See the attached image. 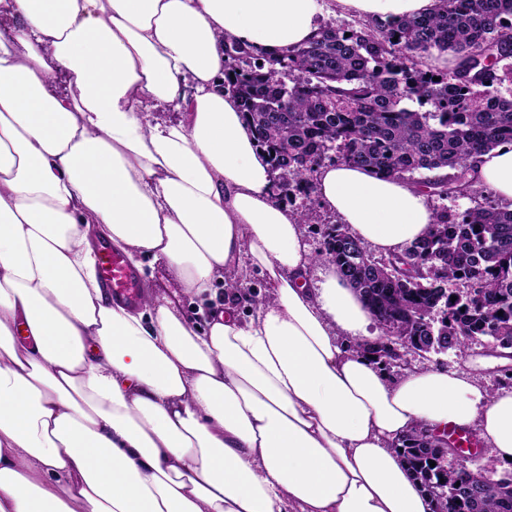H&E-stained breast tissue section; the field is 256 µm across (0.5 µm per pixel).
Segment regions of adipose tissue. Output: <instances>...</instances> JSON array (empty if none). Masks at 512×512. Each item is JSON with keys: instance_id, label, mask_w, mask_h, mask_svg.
<instances>
[{"instance_id": "adipose-tissue-1", "label": "adipose tissue", "mask_w": 512, "mask_h": 512, "mask_svg": "<svg viewBox=\"0 0 512 512\" xmlns=\"http://www.w3.org/2000/svg\"><path fill=\"white\" fill-rule=\"evenodd\" d=\"M369 22L437 0H340ZM0 512H431L397 441L476 429L512 457V390L443 369L391 380L336 267L311 283L299 215L225 93L224 38L272 53L318 0H0ZM63 73L66 92L49 81ZM181 115L154 122L152 110ZM512 202V144L477 157ZM365 246L401 253L427 196L373 169L315 175ZM169 267L185 294L259 270L198 324L177 297H107L93 242Z\"/></svg>"}]
</instances>
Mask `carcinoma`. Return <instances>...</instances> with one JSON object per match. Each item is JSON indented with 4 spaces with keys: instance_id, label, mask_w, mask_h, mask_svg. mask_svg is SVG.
Here are the masks:
<instances>
[{
    "instance_id": "cac0c4a2",
    "label": "carcinoma",
    "mask_w": 512,
    "mask_h": 512,
    "mask_svg": "<svg viewBox=\"0 0 512 512\" xmlns=\"http://www.w3.org/2000/svg\"><path fill=\"white\" fill-rule=\"evenodd\" d=\"M436 52L451 54L454 67H424ZM224 53V91L266 151L274 185L288 179L311 192L320 167L347 162L407 181L423 174L430 195L475 202L435 211L427 234L394 256L407 266L400 278L366 262L369 251L345 227H327L326 257L360 292L382 336L426 344L428 316L441 307L442 347L463 356L482 337L512 349V206L484 190L474 169L478 155L512 143V93L502 92L512 83V0H438L428 15L324 24L277 54L226 36ZM450 282L472 294L451 300ZM424 438L399 444L433 512H512V472H486L471 458L445 469ZM454 485L461 495L450 500L441 489Z\"/></svg>"
}]
</instances>
